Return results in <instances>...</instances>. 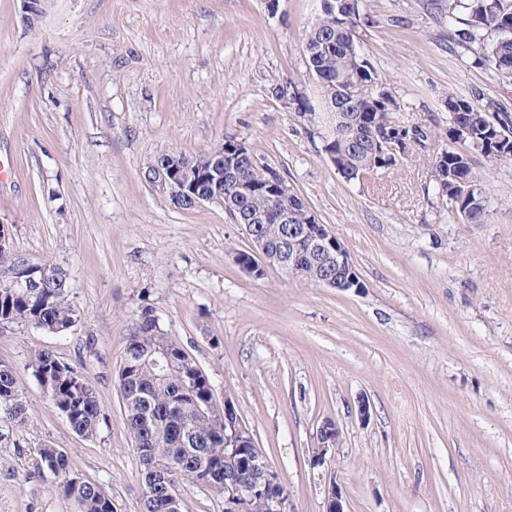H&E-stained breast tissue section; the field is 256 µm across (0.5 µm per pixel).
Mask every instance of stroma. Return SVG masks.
Listing matches in <instances>:
<instances>
[{"instance_id":"35a3bbf8","label":"stroma","mask_w":512,"mask_h":512,"mask_svg":"<svg viewBox=\"0 0 512 512\" xmlns=\"http://www.w3.org/2000/svg\"><path fill=\"white\" fill-rule=\"evenodd\" d=\"M0 0V225L27 262L62 266L67 332L0 324L31 414L0 442V512H70L35 467L64 450L120 512H141L116 373L144 308L232 397L293 512H512V161L484 171L495 208L465 224L429 194L426 155L347 181L276 86L309 88L305 34L319 0H50L40 26ZM357 37L405 120L447 141L448 92L512 114V85L458 47L432 0H362ZM245 142L348 248L362 287L341 292L250 250L222 206L175 205L145 179L163 153ZM83 364L106 420L76 434L30 367L40 349ZM370 403L368 420L358 400ZM330 462L309 450L323 418ZM339 439V429L334 420L324 418L316 430L314 447L311 448V463L316 466L324 465L327 455L335 453Z\"/></svg>"}]
</instances>
